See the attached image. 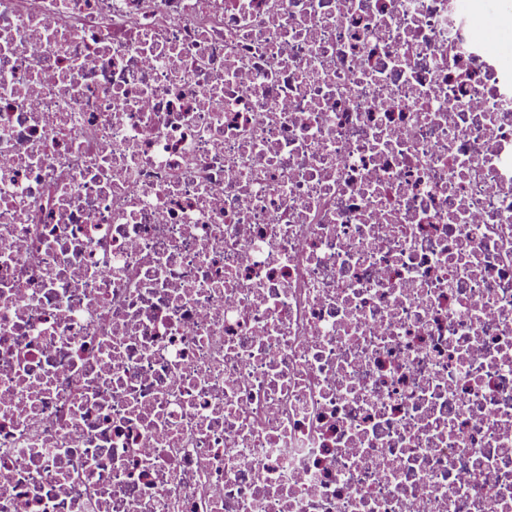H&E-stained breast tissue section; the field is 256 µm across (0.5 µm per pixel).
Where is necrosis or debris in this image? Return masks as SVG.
Listing matches in <instances>:
<instances>
[{"label":"necrosis or debris","mask_w":512,"mask_h":512,"mask_svg":"<svg viewBox=\"0 0 512 512\" xmlns=\"http://www.w3.org/2000/svg\"><path fill=\"white\" fill-rule=\"evenodd\" d=\"M489 28L0 0V512H512Z\"/></svg>","instance_id":"4bbe7bcc"}]
</instances>
